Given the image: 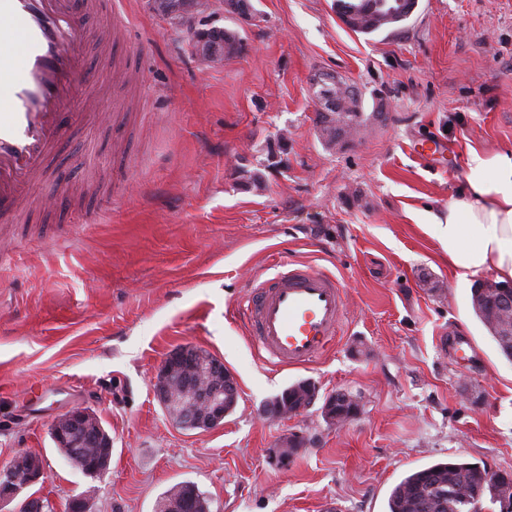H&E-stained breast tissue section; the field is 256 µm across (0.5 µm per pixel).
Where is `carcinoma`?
<instances>
[{
    "label": "carcinoma",
    "mask_w": 512,
    "mask_h": 512,
    "mask_svg": "<svg viewBox=\"0 0 512 512\" xmlns=\"http://www.w3.org/2000/svg\"><path fill=\"white\" fill-rule=\"evenodd\" d=\"M415 4L410 0H336V13L353 31L372 33L409 18ZM334 108L320 113L324 118L323 136L328 144L341 146L345 139L360 133L365 126L361 96L345 81H336L332 89ZM475 315L488 330L500 352L512 359V319L491 322L484 305L474 308ZM305 382L285 388L278 397L290 409L303 405ZM60 452L77 468L97 457L112 456V448H81L76 457L65 448ZM512 498V475L502 473V480L492 481L488 465L458 458L436 462L406 475L394 486L388 498V512H483V502L501 503Z\"/></svg>",
    "instance_id": "cac0c4a2"
}]
</instances>
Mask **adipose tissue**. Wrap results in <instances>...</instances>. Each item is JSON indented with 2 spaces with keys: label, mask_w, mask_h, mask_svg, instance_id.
I'll list each match as a JSON object with an SVG mask.
<instances>
[{
  "label": "adipose tissue",
  "mask_w": 512,
  "mask_h": 512,
  "mask_svg": "<svg viewBox=\"0 0 512 512\" xmlns=\"http://www.w3.org/2000/svg\"><path fill=\"white\" fill-rule=\"evenodd\" d=\"M465 181L428 231L459 279L491 270L512 280V148L470 150Z\"/></svg>",
  "instance_id": "adipose-tissue-1"
}]
</instances>
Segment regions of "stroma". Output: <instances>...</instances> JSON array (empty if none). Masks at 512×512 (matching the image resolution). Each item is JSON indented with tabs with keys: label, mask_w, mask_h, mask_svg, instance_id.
I'll use <instances>...</instances> for the list:
<instances>
[{
	"label": "stroma",
	"mask_w": 512,
	"mask_h": 512,
	"mask_svg": "<svg viewBox=\"0 0 512 512\" xmlns=\"http://www.w3.org/2000/svg\"><path fill=\"white\" fill-rule=\"evenodd\" d=\"M251 3L244 19L212 0L207 26L245 49L209 65L151 0H112L124 32L90 47L68 106L86 119L46 161L58 204L35 191L26 223H0V466L41 457L36 489L59 512L82 493L90 512H155L181 482L211 512H387L392 488L438 461L512 473V361L426 229L469 150L512 147V0H418L372 34L334 0ZM323 72L356 86L368 117L340 148L321 135ZM425 140L443 152L418 155ZM282 261L333 274L346 299L335 344L301 368L264 360L238 314L246 284ZM184 344L238 383L208 431L176 427L152 391ZM300 380L356 396L359 416L261 417ZM74 407L112 438L99 476L50 437ZM292 435L297 454L272 462Z\"/></svg>",
	"instance_id": "stroma-1"
}]
</instances>
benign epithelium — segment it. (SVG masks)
<instances>
[{"label": "benign epithelium", "instance_id": "7a95c632", "mask_svg": "<svg viewBox=\"0 0 512 512\" xmlns=\"http://www.w3.org/2000/svg\"><path fill=\"white\" fill-rule=\"evenodd\" d=\"M204 0H179L169 16L177 20L193 17ZM197 55L208 61L224 58V31L218 27L192 31ZM185 377H207L201 397L173 402L170 384L175 371ZM155 396L174 424L185 430L211 429L224 421L238 404L239 391L234 376L224 367V361L204 349L181 345L168 353L154 380ZM357 398L346 391H338L325 398L322 412L333 423H341L358 416ZM55 441L61 446L90 447L99 441L102 428L97 416L84 408H72L56 417L51 424ZM44 463L40 462L22 474L15 461L0 468V504L18 498L27 488L43 476ZM21 512H54L52 503L35 494L21 503Z\"/></svg>", "mask_w": 512, "mask_h": 512}]
</instances>
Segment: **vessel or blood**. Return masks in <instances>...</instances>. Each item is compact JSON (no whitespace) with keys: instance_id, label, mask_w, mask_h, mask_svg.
<instances>
[{"instance_id":"1","label":"vessel or blood","mask_w":512,"mask_h":512,"mask_svg":"<svg viewBox=\"0 0 512 512\" xmlns=\"http://www.w3.org/2000/svg\"><path fill=\"white\" fill-rule=\"evenodd\" d=\"M0 221L21 208L67 127L66 105L85 80L83 16L76 0H0ZM247 330L279 367L322 356L346 318L335 276L306 264L254 283L245 300Z\"/></svg>"}]
</instances>
